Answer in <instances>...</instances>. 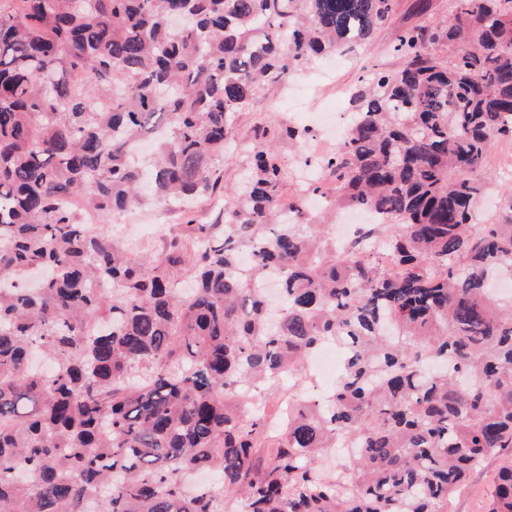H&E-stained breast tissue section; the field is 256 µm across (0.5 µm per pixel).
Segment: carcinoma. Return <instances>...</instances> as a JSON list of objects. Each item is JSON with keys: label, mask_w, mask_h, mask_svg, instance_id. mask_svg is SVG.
<instances>
[{"label": "carcinoma", "mask_w": 512, "mask_h": 512, "mask_svg": "<svg viewBox=\"0 0 512 512\" xmlns=\"http://www.w3.org/2000/svg\"><path fill=\"white\" fill-rule=\"evenodd\" d=\"M396 0H19L0 11V512H447L512 451V196L475 200L512 140V0H455L400 32L401 66L350 90L319 162L336 208L380 218L348 248L282 219L288 170L255 129L224 223L142 258L85 223L217 188L235 118L314 59L348 55ZM454 51L449 64L441 52ZM155 141L135 158V146ZM344 351L280 422L241 390ZM355 452L335 470L328 452ZM218 471L222 496L185 490ZM487 512H512V466ZM511 142H498L494 145L489 155V164L486 171L491 176V185L488 192L479 203V216L481 224H494L500 222L503 216V203L506 198L505 191H512V166H499L494 164V159L505 151L511 152Z\"/></svg>", "instance_id": "1"}]
</instances>
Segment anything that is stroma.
<instances>
[{"mask_svg": "<svg viewBox=\"0 0 512 512\" xmlns=\"http://www.w3.org/2000/svg\"><path fill=\"white\" fill-rule=\"evenodd\" d=\"M415 0H396L394 14L389 23L377 31L371 44L360 50L358 55L330 58L310 65L302 74L290 79L288 87L279 98L280 106H273L271 98L259 97L249 111L241 113L236 120L237 137L251 140L254 128L268 116H275L284 123H293L315 128L318 115L322 112H339L345 107L340 91L368 81L372 72L392 71L401 61L392 48L399 33L417 23L413 6ZM222 188L215 194L200 197L191 211L177 208L165 210L164 215L172 224H213L224 208V187L237 185L247 174V161L239 154L235 145H228L224 160L218 165ZM491 177L488 192L479 203L482 223L500 222L506 190L512 189V166L488 164ZM151 210H137L101 220L97 228L108 231L110 225L127 226L123 240L140 255H150L163 249L162 240L152 237L144 226L150 223ZM512 463V456L500 455L488 458L481 467L473 471L465 487L457 491L448 502V512H486L488 493L497 478L500 468Z\"/></svg>", "mask_w": 512, "mask_h": 512, "instance_id": "1", "label": "stroma"}]
</instances>
